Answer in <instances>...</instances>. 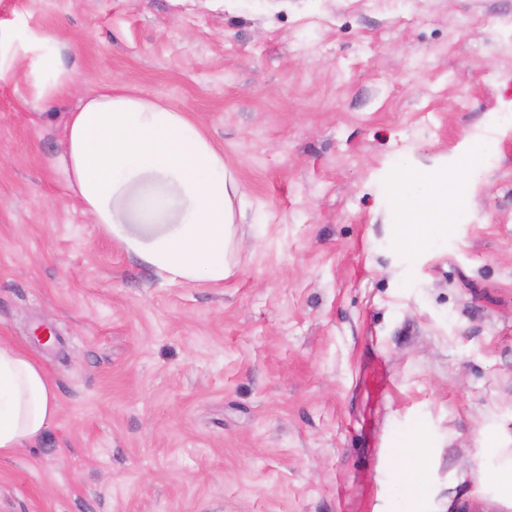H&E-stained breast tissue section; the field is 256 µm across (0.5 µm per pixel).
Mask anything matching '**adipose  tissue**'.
<instances>
[{"label":"adipose tissue","instance_id":"adipose-tissue-1","mask_svg":"<svg viewBox=\"0 0 512 512\" xmlns=\"http://www.w3.org/2000/svg\"><path fill=\"white\" fill-rule=\"evenodd\" d=\"M61 163L92 222L168 283L219 284L235 272L237 186L224 155L185 113L110 86L79 94L65 126ZM426 192L399 198L395 224L405 244L448 230V204L465 182L423 174ZM59 409L41 365L0 341V458L37 441ZM427 451L402 443L396 472L406 485L401 512H417L411 475Z\"/></svg>","mask_w":512,"mask_h":512}]
</instances>
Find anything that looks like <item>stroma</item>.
Listing matches in <instances>:
<instances>
[{
  "label": "stroma",
  "instance_id": "obj_1",
  "mask_svg": "<svg viewBox=\"0 0 512 512\" xmlns=\"http://www.w3.org/2000/svg\"><path fill=\"white\" fill-rule=\"evenodd\" d=\"M46 52L223 152L233 277L166 283L91 223ZM0 61V340L59 404L0 512H398L411 432L422 512H512V0H0ZM407 169L467 187L414 249Z\"/></svg>",
  "mask_w": 512,
  "mask_h": 512
}]
</instances>
